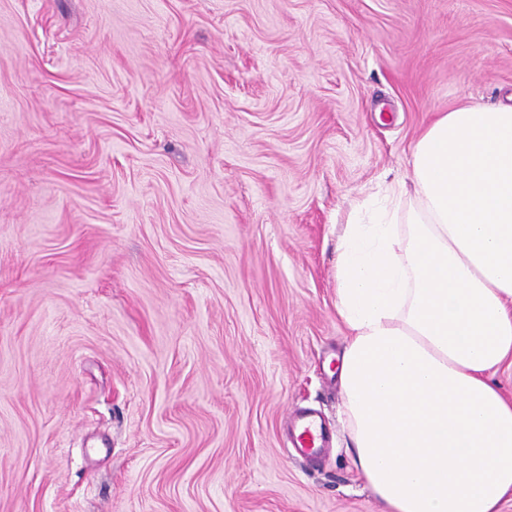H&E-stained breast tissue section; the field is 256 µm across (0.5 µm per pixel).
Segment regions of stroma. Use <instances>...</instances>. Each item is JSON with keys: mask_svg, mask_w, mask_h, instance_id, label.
<instances>
[{"mask_svg": "<svg viewBox=\"0 0 512 512\" xmlns=\"http://www.w3.org/2000/svg\"><path fill=\"white\" fill-rule=\"evenodd\" d=\"M471 102L512 0H0V512H383L339 237ZM286 422L288 437L296 452L311 455L321 448H327L331 431L313 412L294 409L287 415Z\"/></svg>", "mask_w": 512, "mask_h": 512, "instance_id": "1", "label": "stroma"}]
</instances>
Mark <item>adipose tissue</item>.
<instances>
[{
	"instance_id": "1",
	"label": "adipose tissue",
	"mask_w": 512,
	"mask_h": 512,
	"mask_svg": "<svg viewBox=\"0 0 512 512\" xmlns=\"http://www.w3.org/2000/svg\"><path fill=\"white\" fill-rule=\"evenodd\" d=\"M352 463L386 512L512 495V106L441 115L404 179L354 206L336 262Z\"/></svg>"
}]
</instances>
